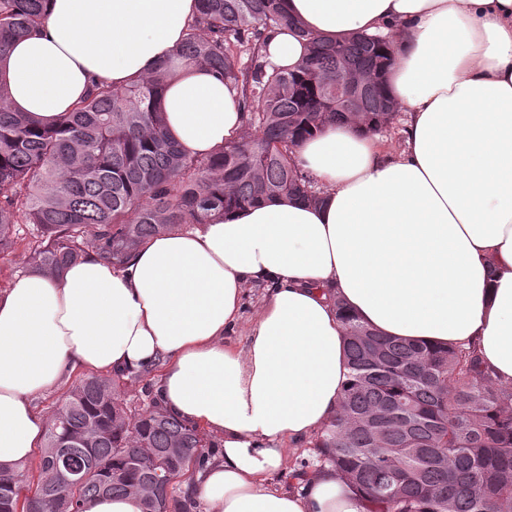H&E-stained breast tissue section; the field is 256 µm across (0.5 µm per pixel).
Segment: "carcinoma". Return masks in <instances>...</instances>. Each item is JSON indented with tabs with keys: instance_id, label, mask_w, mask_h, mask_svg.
I'll list each match as a JSON object with an SVG mask.
<instances>
[{
	"instance_id": "1",
	"label": "carcinoma",
	"mask_w": 512,
	"mask_h": 512,
	"mask_svg": "<svg viewBox=\"0 0 512 512\" xmlns=\"http://www.w3.org/2000/svg\"><path fill=\"white\" fill-rule=\"evenodd\" d=\"M199 2L179 57L239 90L244 127L215 158L183 153L159 107L165 63L121 89L93 83L52 131L12 111L0 84V255L21 247L50 273L91 253L121 265L145 240L204 224L217 209L272 197L315 203L294 161L298 143L331 122L377 132L394 120L387 41L308 33L297 69L270 71L262 49L290 23L280 0ZM44 21V0H0V54ZM347 64L368 86L338 111L325 106V81ZM20 224L37 235L22 237ZM343 321L350 375L339 412L316 436L319 466L362 491L368 512H512V384L482 370L473 347L431 348ZM146 374L79 380L47 427L36 473H0V509L29 512L39 502L45 512H83L96 497L135 494L143 512H187L175 479L209 460L204 437L154 401L121 402L117 382ZM167 473L173 482L160 496L153 481Z\"/></svg>"
}]
</instances>
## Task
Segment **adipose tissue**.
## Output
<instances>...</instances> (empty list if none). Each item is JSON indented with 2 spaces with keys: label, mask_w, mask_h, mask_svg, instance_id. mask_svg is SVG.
Instances as JSON below:
<instances>
[{
  "label": "adipose tissue",
  "mask_w": 512,
  "mask_h": 512,
  "mask_svg": "<svg viewBox=\"0 0 512 512\" xmlns=\"http://www.w3.org/2000/svg\"><path fill=\"white\" fill-rule=\"evenodd\" d=\"M196 0H49L44 24L0 54L12 108L51 125L92 82L128 86L170 60L160 106L184 152L208 157L240 131L239 93L177 52ZM297 28L266 44L293 68L306 33L390 37L386 90L403 146L328 124L295 149L319 191L173 227L115 266L88 255L0 291V467L25 463L46 421L35 397L70 373L160 364L158 403L221 437L198 475L206 512H366L332 467L296 491L289 447L334 417L349 373L341 320L381 335L475 346L512 383V0H281ZM265 288L244 347L228 336L245 290Z\"/></svg>",
  "instance_id": "adipose-tissue-1"
}]
</instances>
